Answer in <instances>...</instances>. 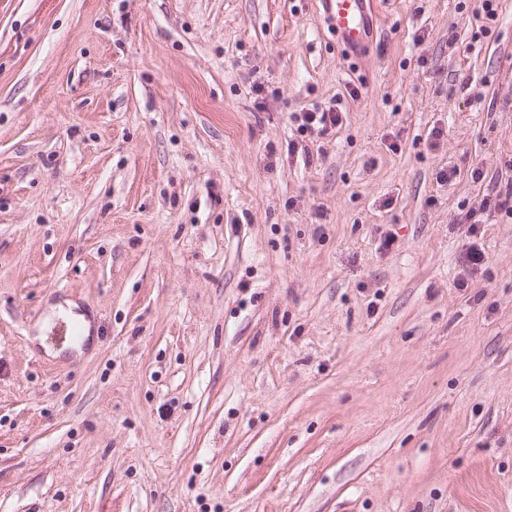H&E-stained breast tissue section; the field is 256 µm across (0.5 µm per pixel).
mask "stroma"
I'll use <instances>...</instances> for the list:
<instances>
[{
    "label": "stroma",
    "instance_id": "obj_1",
    "mask_svg": "<svg viewBox=\"0 0 512 512\" xmlns=\"http://www.w3.org/2000/svg\"><path fill=\"white\" fill-rule=\"evenodd\" d=\"M496 5L0 0V512H512ZM324 18L338 42L357 51L368 42L372 0H319ZM344 112L337 111L333 107L326 109L316 107L313 110L301 112L296 117V120L301 122L297 130L299 132L314 133L315 131L319 134H323L328 130L336 128L343 123ZM475 216L473 212H469L465 216L466 224H468L466 234L469 239L471 237L475 238V241H469L460 255V262L463 267L462 272H464L465 275L477 273L489 262L488 254L485 252L482 245L477 242L479 236L478 225L480 223L475 219Z\"/></svg>",
    "mask_w": 512,
    "mask_h": 512
}]
</instances>
